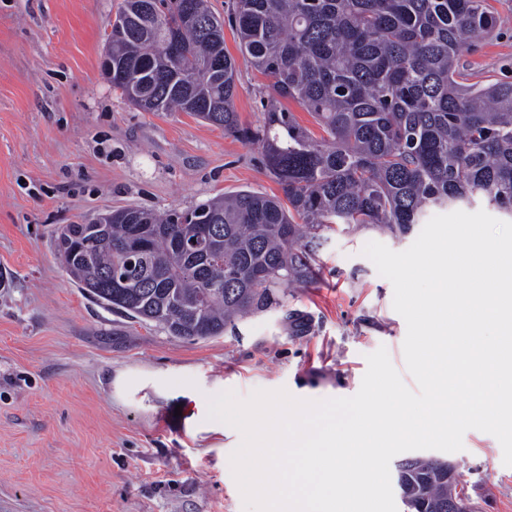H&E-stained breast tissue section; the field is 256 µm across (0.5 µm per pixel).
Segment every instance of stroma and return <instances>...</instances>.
I'll return each mask as SVG.
<instances>
[{"mask_svg":"<svg viewBox=\"0 0 512 512\" xmlns=\"http://www.w3.org/2000/svg\"><path fill=\"white\" fill-rule=\"evenodd\" d=\"M121 0H0V512H244L233 427L207 431L208 399L286 390L302 400L355 395L366 356L386 347L407 386L404 319L393 286L362 249L373 230L337 231L319 279L280 290V306L236 330L188 341L87 297L60 264L55 230L109 209L187 210L236 190L279 193L259 145L182 112H141L101 68ZM492 37L464 55L472 83L512 81V0H495ZM235 108L264 121L270 80L241 56ZM140 369L145 389L117 400ZM461 451H421L460 474L472 512H512V467L491 434Z\"/></svg>","mask_w":512,"mask_h":512,"instance_id":"35a3bbf8","label":"stroma"}]
</instances>
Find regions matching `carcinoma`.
Masks as SVG:
<instances>
[{
    "mask_svg": "<svg viewBox=\"0 0 512 512\" xmlns=\"http://www.w3.org/2000/svg\"><path fill=\"white\" fill-rule=\"evenodd\" d=\"M111 31L112 88L144 112H184L262 147L282 195L241 190L196 207L114 210L105 239L73 225L54 242L74 283L170 335L220 336L307 287L336 226L409 234L433 209L477 196L512 216V82L465 83L459 61L493 33L490 0H234L228 24L272 80L262 126L241 124L237 70L207 0H122ZM303 107L321 131L299 126ZM197 224L213 238L198 255ZM396 469L448 502V463Z\"/></svg>",
    "mask_w": 512,
    "mask_h": 512,
    "instance_id": "carcinoma-1",
    "label": "carcinoma"
}]
</instances>
